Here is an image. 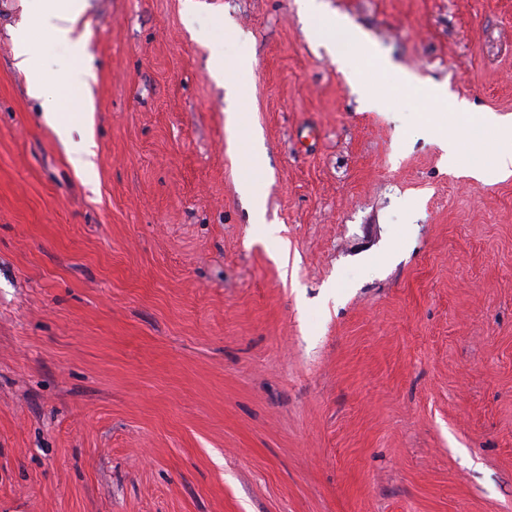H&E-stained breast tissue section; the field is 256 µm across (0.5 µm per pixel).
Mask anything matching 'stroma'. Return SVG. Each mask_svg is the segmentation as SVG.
<instances>
[{
    "label": "stroma",
    "instance_id": "35a3bbf8",
    "mask_svg": "<svg viewBox=\"0 0 512 512\" xmlns=\"http://www.w3.org/2000/svg\"><path fill=\"white\" fill-rule=\"evenodd\" d=\"M324 7L381 109L299 0H87L88 127L66 45L0 0V512H512V178L459 174L512 116V0ZM302 11L310 23L316 41L323 46L343 69L349 70L350 83L360 87L356 73L351 69L349 55L359 47L360 35L343 20L325 11L322 0H300ZM15 66L27 79L28 94L36 99L45 97L48 74L42 55L37 51L29 32H18L14 37ZM92 139L84 142L83 145L69 153L68 159L72 167L81 173H90L94 167L95 152Z\"/></svg>",
    "mask_w": 512,
    "mask_h": 512
}]
</instances>
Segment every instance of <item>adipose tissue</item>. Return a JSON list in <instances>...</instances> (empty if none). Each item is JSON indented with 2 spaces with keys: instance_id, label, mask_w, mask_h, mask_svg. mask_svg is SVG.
<instances>
[{
  "instance_id": "obj_1",
  "label": "adipose tissue",
  "mask_w": 512,
  "mask_h": 512,
  "mask_svg": "<svg viewBox=\"0 0 512 512\" xmlns=\"http://www.w3.org/2000/svg\"><path fill=\"white\" fill-rule=\"evenodd\" d=\"M28 5L38 7L45 16L55 37L65 41L71 57L82 60L83 65L74 69V86L88 88L95 77L85 60L88 56L85 39L73 38L72 32L80 23L86 8V0H26ZM302 11L310 23L311 32L316 41L323 46L341 68H349L350 55L361 42L360 35L343 20L325 11L320 0H301ZM14 59L17 69L27 79L28 93L40 99L46 93L48 74L42 55L37 51L30 33L20 32L14 37ZM490 121L504 130L505 136L496 152L492 168L473 166L467 173L474 179L487 180L496 177L504 181L512 177V117L491 116Z\"/></svg>"
}]
</instances>
